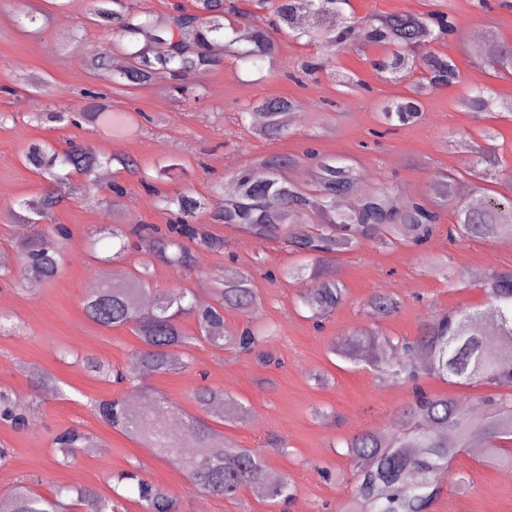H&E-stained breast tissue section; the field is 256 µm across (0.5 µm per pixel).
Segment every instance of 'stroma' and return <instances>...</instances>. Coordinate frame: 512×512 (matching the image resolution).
Returning <instances> with one entry per match:
<instances>
[{"label": "stroma", "instance_id": "1", "mask_svg": "<svg viewBox=\"0 0 512 512\" xmlns=\"http://www.w3.org/2000/svg\"><path fill=\"white\" fill-rule=\"evenodd\" d=\"M487 2L482 8L478 0H350L349 11L358 18L440 10L455 20V34L436 50L453 59L459 83L427 97L421 122L393 126L376 137L372 131L379 126V104L403 97L414 82L410 76L375 71L373 63L385 54L384 46L356 42L345 51L325 53L280 33L275 37L271 72L260 75L250 63L228 59L187 79V86L203 85L198 98L171 92L166 79L125 92L108 89L86 65L90 45L109 61L120 58L110 49V32L86 22L88 0H67L61 9L48 7L46 0H28L31 6L49 10L47 24L35 36L22 32L12 0H0V213L44 193V183L20 161L22 152L38 141L53 142L60 150L90 142L96 155L134 158L141 172H152L163 156L177 158L187 169L186 176L144 184L139 175L112 168L111 179L120 182L125 193L109 203L79 191V177H70L54 220L68 225L73 239L55 281L34 297L0 281V313L10 318L9 331L0 333V387L12 390L32 416L22 429L0 422V446L12 452L10 463L0 467V497L20 482L44 495L61 485H89L108 495L119 473L135 470L166 489L177 500L179 512H336L339 504L350 500L356 465L346 454L345 440L366 430H400V411L412 390L408 382L372 370L373 362L390 358L389 349L366 348L348 361L334 354V346L355 331L374 327L393 340H411L425 324L448 311L485 309L482 276L512 268V237L452 241L446 233L455 222V206L469 204L468 193L477 186L471 170L475 148L493 154L502 171L487 181V189L512 196V118L494 112L475 116L457 105L460 95L472 87L485 86L512 97V74L495 71L485 53L489 46H512V9L501 6L500 0ZM313 55L320 63L314 75L299 82L288 78L289 70ZM339 72L357 76L366 90L344 93L334 81ZM18 74L49 76L50 94L36 102L24 92H13ZM94 91L106 93L113 111L144 113L147 121L142 129L118 138L85 126L40 123L32 117L39 110L89 109ZM266 96L298 103L305 109L304 119L288 125L281 137L256 136L250 113ZM311 149L356 159L360 191L391 187L403 196L441 201L440 228L417 247L381 249L364 240L330 255L324 272L343 284L345 297L318 325L308 319L301 303L311 280L293 273L302 255L272 238L209 220L205 230L223 240V247H192L191 264L185 269L154 265L153 288H189L206 299L218 271H251L261 300L252 321L272 330L263 348L273 355V362H264L256 352L203 344L188 351L183 372L149 376L141 390L147 400L161 395L170 402L173 412L167 423L177 429L200 414L193 398L197 388L223 389L247 407L248 415L242 424L221 426V433L241 447L261 449L270 470L290 476L296 487L289 502L275 506L266 494L252 488L233 499L207 496L195 489L173 459L160 457L112 429L89 406L93 399L128 398L133 388L91 377L79 355L91 354L119 367L141 343L128 328H104L85 316L86 284L112 277L118 270L130 273L144 255L132 247L121 259H113L112 242L105 239L98 245L100 259L95 262L86 242L105 220L165 226L170 216L158 206L159 194L209 195L213 184L230 183L234 171L258 156L299 157L288 177L307 182L312 167L303 156ZM443 169L454 173L452 187L439 181L437 173ZM440 258L448 262L445 279L430 269L431 262ZM377 291L399 296L396 314L369 317L366 301ZM33 366L58 377L63 393L35 389L29 372ZM318 374L323 382H315ZM69 427L93 435L99 446L65 466L54 438ZM323 468L335 472V479L320 477ZM430 512H512V456L502 455L500 462L490 465L484 453L470 449L459 454Z\"/></svg>", "mask_w": 512, "mask_h": 512}]
</instances>
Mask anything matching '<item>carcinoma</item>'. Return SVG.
<instances>
[{"label":"carcinoma","mask_w":512,"mask_h":512,"mask_svg":"<svg viewBox=\"0 0 512 512\" xmlns=\"http://www.w3.org/2000/svg\"><path fill=\"white\" fill-rule=\"evenodd\" d=\"M110 2L92 0L89 20L111 31L112 50L123 54L128 66L111 69L103 57L91 60L89 66L114 88L197 75L216 62L218 50L226 57L254 66L272 59L270 34L257 25L231 22L235 9L228 0H196L195 13L161 16L132 6L115 12L108 7ZM348 2L257 0V5L274 16L277 29L301 45L340 49L363 40L387 47L389 53L374 63L378 73L399 75L414 70L421 73V79L412 84L406 97L380 104L379 120L401 125L420 121L423 96L458 78L457 67L449 57L427 49L431 42L444 40L453 32V19L446 12L430 11L359 20L346 14ZM303 8L325 14L324 22L313 28L304 26L299 17ZM17 9L24 19V32L41 30L40 16L26 9V0H18ZM157 43H172L175 50L163 56L154 50ZM459 103L475 115L498 108L512 116V98L500 97L489 89L467 94ZM293 107L294 102L285 97L261 100L259 111L251 113L256 134L283 135L282 117ZM34 119L85 123L108 128L117 136L138 130L133 116L115 115L104 105L70 114L40 112ZM311 160L315 164L311 183L298 185L288 180V168L298 163L299 158L273 155L253 159L236 172L234 193L224 197L212 213L204 197L187 193L161 195L160 207L175 213V219L163 229L155 224L133 228L137 247L174 269L185 268L190 259L189 244L217 245L198 224V219L207 213L217 223L235 225L259 236L280 237L291 250L307 259L301 271L309 274L312 286L302 305L311 319H322L345 296L340 282L321 277L320 264L325 255L351 249L362 239L384 247L406 242L420 244L432 234L440 215L438 205L429 198L402 197L389 189L367 193L355 210L338 213L337 196L355 189L353 168L315 153ZM22 161L48 182L49 188L42 197L20 204L26 214L12 209L5 214L9 235L17 240L18 265L5 271L3 277L16 289L34 293L55 279L66 262L72 239L68 226L52 220L59 203L54 186L76 174L90 192L104 190L119 195L122 189L106 183L104 173L116 163L137 174L139 165L130 156H92L75 145L61 152L48 142L30 145L22 153ZM477 189L484 193V202L478 207H457L455 224L448 228V236L487 242L512 236V200L489 194L480 185ZM102 237L119 242L112 259L121 257L127 248L126 226L100 225L88 237L89 247L95 248ZM149 283L150 263L145 262L124 281L105 280L85 296L83 311L91 321L106 328L127 327L141 343L121 368L96 357H81L80 362L91 376L103 382L115 380L135 385L152 373H174L186 367L172 353L176 347L206 343L220 350L230 345L250 350L268 341V330L250 322L239 334L224 335L226 310L247 317L257 307L253 275L247 271L214 276L212 302L203 306L197 303L191 289L184 288L177 292L157 291L151 306L144 308L141 300L151 293ZM481 288L488 305L496 311L493 320H486L481 311L450 310L424 325L416 340L397 343L395 357L385 363V369L397 376L405 373L414 378L415 370L407 368L406 363L421 357L426 374L450 384L503 387L511 392L483 396L484 415L475 420L458 398L430 396L418 390L403 410L404 428L389 434L367 431L344 441L347 454L358 465L352 500L345 512H427L451 462L472 440L483 439L486 456L493 460L512 447V344L494 347L490 343L492 336L512 338V269L490 273ZM368 305L372 317H388L399 309V300L379 293L370 298ZM184 315L195 317L196 333L182 328L180 318ZM374 339L373 331L356 332L344 341L339 352L351 361L362 343ZM193 398L203 416L192 419L178 432L171 431L164 421L170 411L164 400L155 413L112 399L94 401L93 411L103 422L144 447L180 459L196 488L207 495L233 498L253 486L263 487L273 501L294 494L291 479L271 475L257 449L241 448L212 427L213 421L222 424L226 417H241V404L226 398L224 391L208 386L198 388ZM0 420L18 428L27 421L26 407L5 389H0ZM55 444L63 465L71 463L79 452L94 448L92 438L78 428L62 431ZM185 448L193 452L185 454ZM123 480L137 481L141 512H178L176 500L163 488L133 472L121 474L118 481ZM7 499L10 512H120L117 500L86 485L60 486L52 495L45 496L20 482L8 492Z\"/></svg>","instance_id":"carcinoma-1"}]
</instances>
